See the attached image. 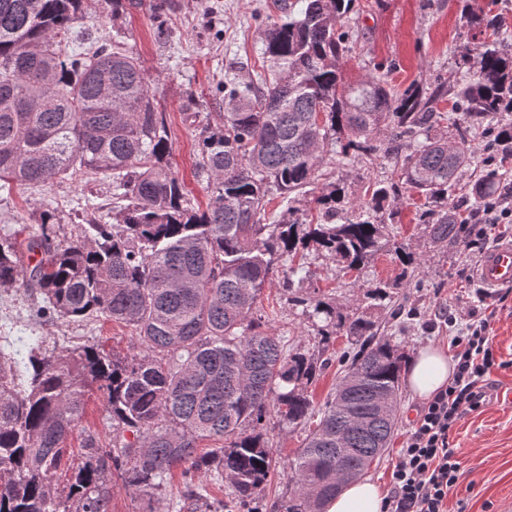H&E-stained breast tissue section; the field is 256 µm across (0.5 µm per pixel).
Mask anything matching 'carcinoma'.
<instances>
[{
  "instance_id": "1",
  "label": "carcinoma",
  "mask_w": 512,
  "mask_h": 512,
  "mask_svg": "<svg viewBox=\"0 0 512 512\" xmlns=\"http://www.w3.org/2000/svg\"><path fill=\"white\" fill-rule=\"evenodd\" d=\"M355 0H271L257 15L265 73L230 80L213 101L219 122L199 130L198 175L206 209L193 204L172 169L165 117L149 94L139 59L120 43L99 44L76 31L84 0H0V189L51 186L80 174L112 176V223L90 224L56 241L53 211L39 212L26 244L0 235V289L36 288L42 320L104 316L134 328L124 358L87 344L48 348L31 338L27 376L0 349V512H111L112 475L150 496L170 472L184 481L178 512H253L254 495L273 474L267 433L296 429L319 416L286 468V512H324L336 478H356L389 448L396 426L403 353L378 337L369 309L385 306L390 283L363 293L361 312L346 316L318 295L293 297L321 322L360 342L342 359V376L321 412L307 385L318 359L284 349L264 329L258 302L276 272L286 290L310 247L342 264L361 287L367 259L383 248L386 202L407 185L432 209L421 214L431 244H470L457 190L477 205L512 189V43L501 19L466 9L485 34L462 57L469 80L450 112L427 97L398 94L380 77L345 81L350 51L341 19ZM112 19L139 0H106ZM175 0H152L156 36L168 37ZM457 130L448 144L442 121ZM491 123L486 172L460 181L478 148L468 136ZM412 151L402 155L404 146ZM383 152L398 180L351 200L330 181L305 202L326 155L357 160ZM277 219L265 222L270 196ZM112 419V445L93 435L60 498L53 478L69 472V435L82 423L90 391ZM341 405H336V398ZM276 421L266 422L269 410ZM219 440L207 452L200 442ZM230 484L227 500H209L194 482L202 470Z\"/></svg>"
}]
</instances>
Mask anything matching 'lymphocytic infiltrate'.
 <instances>
[{
	"mask_svg": "<svg viewBox=\"0 0 512 512\" xmlns=\"http://www.w3.org/2000/svg\"><path fill=\"white\" fill-rule=\"evenodd\" d=\"M492 321L489 314L471 316L452 337L456 372L422 407L400 449L385 512H447L448 492L460 470L451 446L454 429L464 414L481 406L490 372L505 365L492 346Z\"/></svg>",
	"mask_w": 512,
	"mask_h": 512,
	"instance_id": "f902f5d3",
	"label": "lymphocytic infiltrate"
}]
</instances>
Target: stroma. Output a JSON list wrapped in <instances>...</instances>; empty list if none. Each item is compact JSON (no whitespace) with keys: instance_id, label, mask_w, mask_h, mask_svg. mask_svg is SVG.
I'll return each instance as SVG.
<instances>
[{"instance_id":"stroma-1","label":"stroma","mask_w":512,"mask_h":512,"mask_svg":"<svg viewBox=\"0 0 512 512\" xmlns=\"http://www.w3.org/2000/svg\"><path fill=\"white\" fill-rule=\"evenodd\" d=\"M468 1L503 17V31L512 37V0H356L350 21L354 50L343 63L346 80L358 82L382 66L389 69V83L395 91L416 89L426 96L435 88L446 89L438 107L444 112L450 110L452 94L463 79L459 61L473 43V32L462 13ZM150 3L142 0L140 8L116 20L102 0H84L80 26L96 42H120L139 58L150 78V93L165 116L172 144L171 166L194 204L203 207L209 194L195 173L198 127L188 111H211V92L216 86L229 77L248 78L259 69L260 43L254 16L265 0H176L172 36L165 42L154 35ZM323 170L342 179L353 198L364 197L368 186L388 180L391 174L378 157L343 167L328 163ZM45 208L54 210L62 239L73 237L86 223H111L112 180L100 176L62 180L44 189H0V235L11 234L24 241L36 215ZM386 222L391 245L366 262L361 282L367 287L393 284L394 302L410 310L411 317L399 323L390 320L386 309H372L379 334L398 344L408 358L428 345L447 347L454 330L446 325V318L452 315L463 322L479 308L474 271L482 256L469 249L443 251L434 247L425 234L420 210L408 193H401ZM396 244L413 252V264L398 261L392 250ZM308 261L311 276L304 281V289L320 290L339 311L353 313L358 306L356 292L341 267L314 251ZM265 295L276 308L274 317L267 321L271 332L283 338L287 349L325 360V367L308 387L315 407H323L339 375L333 354L356 352L359 342L350 336H319L301 308L289 302L281 276H274ZM40 300L35 291H0V347L23 351L31 337L41 336L59 348L96 343L121 357L132 354L131 327L102 317L84 322L39 321L31 310ZM487 300L496 307L493 347L510 366L491 372L483 405L464 415L456 427L453 446L460 472L448 493V512H504L505 505L512 504V405L506 400L512 392V288L500 289ZM422 405L409 387H401L390 448L365 472L382 491L391 488L398 452ZM90 434L106 443L112 440L105 403L96 393L88 397L84 419L68 438L69 447L81 450ZM304 437L301 429L275 435L274 473L256 494V512H285L288 480L284 470Z\"/></svg>"}]
</instances>
